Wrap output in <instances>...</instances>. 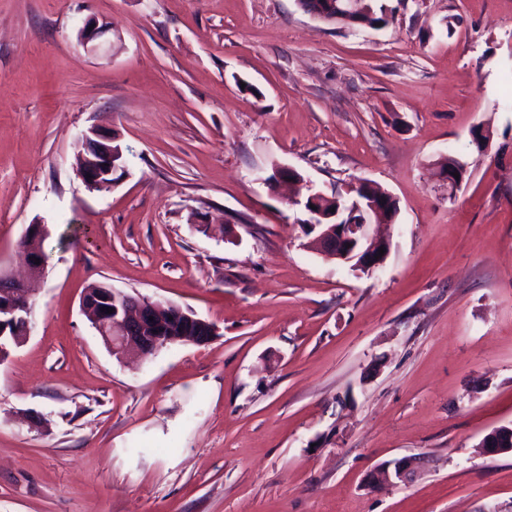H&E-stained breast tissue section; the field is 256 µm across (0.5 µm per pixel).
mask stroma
Segmentation results:
<instances>
[{
	"label": "stroma",
	"mask_w": 512,
	"mask_h": 512,
	"mask_svg": "<svg viewBox=\"0 0 512 512\" xmlns=\"http://www.w3.org/2000/svg\"><path fill=\"white\" fill-rule=\"evenodd\" d=\"M384 2L378 30L297 0H0V269L48 230L0 362V512L512 501V453L480 449L512 424V0ZM92 127L126 162L107 192L76 171ZM281 166L298 188L257 181ZM362 181L399 205L369 275L307 249L287 202ZM95 281L217 334L117 360L80 310ZM413 455V482L370 486ZM46 234V225L45 224H31L28 225L25 232L22 235V240L19 242L20 248H25L29 242L25 240L29 239H38ZM44 237L40 238L38 241V249H27L26 252V260H27V268L28 275L30 279H40L45 275L46 270V258L47 255L43 248ZM45 254V255H44ZM46 256V257H45ZM35 258L40 259V264H35Z\"/></svg>",
	"instance_id": "35a3bbf8"
}]
</instances>
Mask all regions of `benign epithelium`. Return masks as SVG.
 Segmentation results:
<instances>
[{
    "instance_id": "1",
    "label": "benign epithelium",
    "mask_w": 512,
    "mask_h": 512,
    "mask_svg": "<svg viewBox=\"0 0 512 512\" xmlns=\"http://www.w3.org/2000/svg\"><path fill=\"white\" fill-rule=\"evenodd\" d=\"M105 33V27L88 18L78 29V42L83 48L94 50L97 48L95 41ZM82 140L92 144V150L79 159L78 174L83 183L91 190L113 188L126 173L125 167L117 162L122 156L121 146L116 144L115 137L95 127L83 132ZM286 180L299 181L301 177L289 167H279L273 171V177L262 178L272 189ZM366 195L368 199L364 204L352 207V214L366 211L371 214L369 218L342 224L334 221L336 214L308 207L310 219L304 224L316 232L312 244L320 255L350 263L353 270L371 274L384 264L385 256L379 254V250L388 249V243L372 235L370 229L374 224L383 223L381 204L394 197L370 187ZM37 258L40 259L38 264L35 263ZM26 260L29 278L40 279L45 275L46 257L40 250L27 249ZM107 308L111 312H105ZM81 309L118 359L132 352L147 355L178 340L201 344L216 335L214 324L190 310L174 308L168 311L172 320L167 321L162 315L164 306L158 302L113 287L106 294L83 295ZM32 321L33 310L26 285L11 276L0 280V339L8 336L15 347H20L30 335ZM481 448L489 455L512 452V426L494 428L483 438ZM422 464L420 457L394 459L384 465L381 478L392 484L407 483L417 475Z\"/></svg>"
}]
</instances>
